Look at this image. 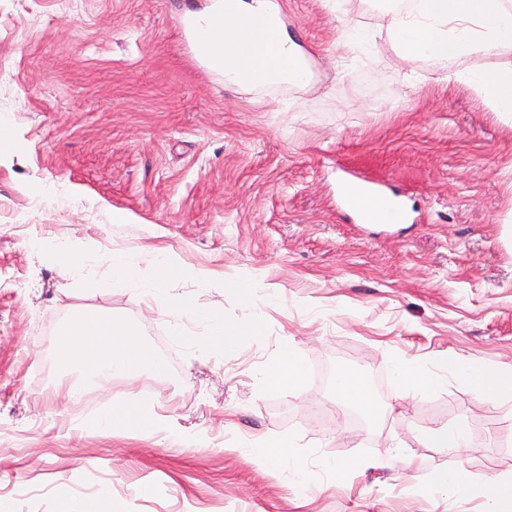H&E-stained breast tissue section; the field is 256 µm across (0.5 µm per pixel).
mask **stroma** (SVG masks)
Returning <instances> with one entry per match:
<instances>
[{"mask_svg": "<svg viewBox=\"0 0 512 512\" xmlns=\"http://www.w3.org/2000/svg\"><path fill=\"white\" fill-rule=\"evenodd\" d=\"M207 2L25 12L0 0L13 141L0 155V500L19 512L103 493L123 512H485V484L512 478V413L454 377L399 397L393 365L450 355L512 374V123L468 83L401 59L365 7L377 50L354 61L326 0H276L312 58L308 111L283 86L226 88L189 46L185 13ZM347 180L401 199L407 221L357 223L337 204ZM61 238L84 246L97 280L112 275L110 251L155 247L175 270L172 297L258 333L228 352L201 319L128 288L88 291L55 253ZM78 312L124 319L165 362L164 377L97 395L104 409L149 395L162 432L95 431L85 406L67 408L56 353ZM285 342L306 367L291 391L259 375ZM343 368L374 390L376 415L337 399ZM460 421V456L424 441ZM278 436L298 438L306 484L236 445ZM323 458L346 468L328 477ZM442 469L467 471L472 494L431 496Z\"/></svg>", "mask_w": 512, "mask_h": 512, "instance_id": "stroma-1", "label": "stroma"}]
</instances>
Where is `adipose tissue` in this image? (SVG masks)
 I'll list each match as a JSON object with an SVG mask.
<instances>
[{
  "instance_id": "ef3b65f1",
  "label": "adipose tissue",
  "mask_w": 512,
  "mask_h": 512,
  "mask_svg": "<svg viewBox=\"0 0 512 512\" xmlns=\"http://www.w3.org/2000/svg\"><path fill=\"white\" fill-rule=\"evenodd\" d=\"M371 6L387 18L389 41L401 58L422 61L438 81L468 82L487 95L492 111L512 115V69L488 73L463 67L473 55L494 56L512 46V0H372ZM189 21L210 42L223 46L225 85L244 91L264 83L300 88L308 84L305 51L289 33L272 0L213 2L191 13ZM59 249L70 276L90 291L134 286L142 295L156 298L164 295L175 274L168 263L160 261L152 278H140L136 256L115 249L108 254L112 277L104 283L85 277L84 258L71 244H60ZM169 305L179 313L208 320L213 342L228 350L254 333L253 328L224 322L189 301L173 298ZM61 356L77 361L83 369L82 375L65 387L70 406L80 404L89 391L107 390L114 377L139 373L159 377L164 373L163 363L142 343L134 328L109 316L73 319ZM450 375L465 379L491 403H512V377L491 366L471 367L457 358L443 357L431 365L407 360L394 368L402 395L432 391ZM260 376L267 384L291 388L302 383L305 367L295 349L287 345L279 357L261 369ZM94 426L99 430L133 427L146 434L161 429L156 417L131 398L113 405ZM245 446L260 459L287 466L295 483L307 482L306 470L297 465L293 455L294 440H249Z\"/></svg>"
}]
</instances>
